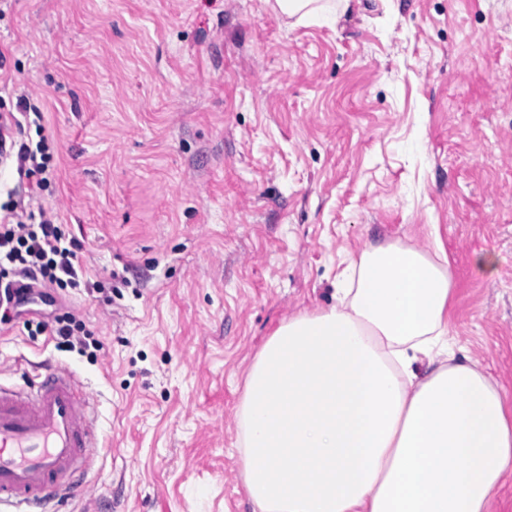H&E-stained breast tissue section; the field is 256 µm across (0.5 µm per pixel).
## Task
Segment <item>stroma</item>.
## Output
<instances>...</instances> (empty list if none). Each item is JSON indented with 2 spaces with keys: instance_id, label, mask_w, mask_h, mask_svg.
Listing matches in <instances>:
<instances>
[{
  "instance_id": "1",
  "label": "stroma",
  "mask_w": 512,
  "mask_h": 512,
  "mask_svg": "<svg viewBox=\"0 0 512 512\" xmlns=\"http://www.w3.org/2000/svg\"><path fill=\"white\" fill-rule=\"evenodd\" d=\"M0 54V113L39 107L57 169L0 166V205L64 225L85 281L29 310L100 342L0 324V383L63 367L94 407L46 512H253L249 369L372 243L446 258L448 340L512 391V0H0ZM322 0H275L277 7L289 17L300 14L299 20L312 15H322L328 5ZM56 326L52 330V336L58 341V344L67 347L75 346L74 339L78 336L75 333H83L86 338L91 337V333L85 329V325L77 322L75 317L70 313L56 315L54 317ZM78 343L86 346V341L76 338Z\"/></svg>"
}]
</instances>
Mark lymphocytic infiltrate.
<instances>
[{"mask_svg": "<svg viewBox=\"0 0 512 512\" xmlns=\"http://www.w3.org/2000/svg\"><path fill=\"white\" fill-rule=\"evenodd\" d=\"M31 105L18 97L15 112L0 114V158L16 157L19 175L32 177L46 188L55 175L53 154L46 140L11 144L10 129L30 125ZM8 219L0 221V322L18 317L27 283L49 288H75L80 284V258L74 240L68 239L51 217L19 210L17 202L5 206Z\"/></svg>", "mask_w": 512, "mask_h": 512, "instance_id": "f902f5d3", "label": "lymphocytic infiltrate"}]
</instances>
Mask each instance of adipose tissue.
<instances>
[{
  "label": "adipose tissue",
  "mask_w": 512,
  "mask_h": 512,
  "mask_svg": "<svg viewBox=\"0 0 512 512\" xmlns=\"http://www.w3.org/2000/svg\"><path fill=\"white\" fill-rule=\"evenodd\" d=\"M449 269L367 246L331 308L288 319L246 379L257 512H490L512 474V395L445 343Z\"/></svg>",
  "instance_id": "adipose-tissue-1"
}]
</instances>
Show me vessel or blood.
<instances>
[{
    "instance_id": "1",
    "label": "vessel or blood",
    "mask_w": 512,
    "mask_h": 512,
    "mask_svg": "<svg viewBox=\"0 0 512 512\" xmlns=\"http://www.w3.org/2000/svg\"><path fill=\"white\" fill-rule=\"evenodd\" d=\"M92 414L68 371L0 385V506L24 512L48 496H66L98 446Z\"/></svg>"
}]
</instances>
